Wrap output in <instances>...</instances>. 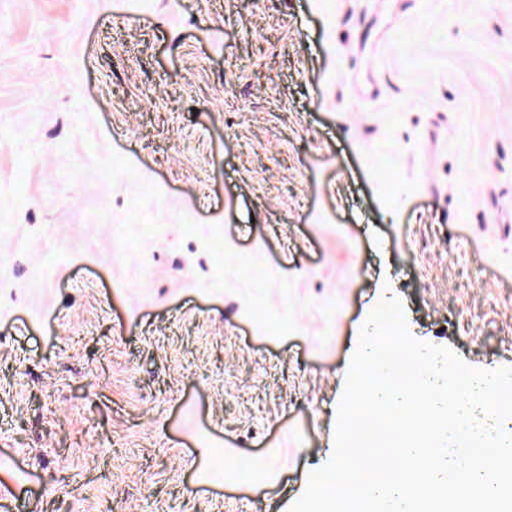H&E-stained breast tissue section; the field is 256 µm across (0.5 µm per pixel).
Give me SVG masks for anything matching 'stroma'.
Here are the masks:
<instances>
[{
    "label": "stroma",
    "mask_w": 512,
    "mask_h": 512,
    "mask_svg": "<svg viewBox=\"0 0 512 512\" xmlns=\"http://www.w3.org/2000/svg\"><path fill=\"white\" fill-rule=\"evenodd\" d=\"M387 296L512 368V0H0L11 512H290Z\"/></svg>",
    "instance_id": "obj_1"
}]
</instances>
